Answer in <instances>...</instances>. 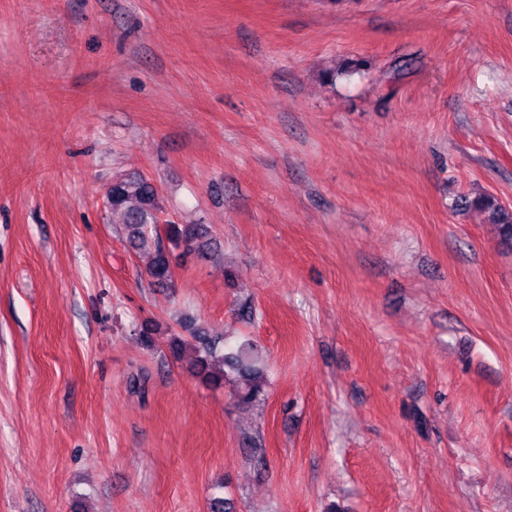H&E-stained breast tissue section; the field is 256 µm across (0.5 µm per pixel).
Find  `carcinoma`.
<instances>
[{"label":"carcinoma","instance_id":"carcinoma-1","mask_svg":"<svg viewBox=\"0 0 512 512\" xmlns=\"http://www.w3.org/2000/svg\"><path fill=\"white\" fill-rule=\"evenodd\" d=\"M107 204L124 216L123 230L130 246L151 251L149 273L155 282L168 285L173 281L177 257L191 254L204 256L216 248L209 229L203 224H162L158 193L142 176H127L112 182L106 193ZM484 214L485 220L498 228L499 236L512 242V209L492 195L462 202ZM179 250L174 255L173 250ZM197 359L195 369L213 387H221L235 378V397L241 403H253L267 394L268 379L257 345L244 341L236 345L221 342L204 330L193 332Z\"/></svg>","mask_w":512,"mask_h":512}]
</instances>
